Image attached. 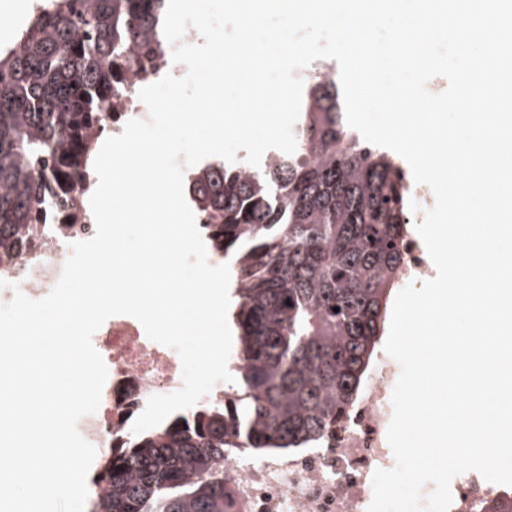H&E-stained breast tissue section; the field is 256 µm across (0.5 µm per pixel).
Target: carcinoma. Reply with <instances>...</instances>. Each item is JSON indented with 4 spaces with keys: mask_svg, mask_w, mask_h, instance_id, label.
Here are the masks:
<instances>
[{
    "mask_svg": "<svg viewBox=\"0 0 512 512\" xmlns=\"http://www.w3.org/2000/svg\"><path fill=\"white\" fill-rule=\"evenodd\" d=\"M166 0H43L0 48V256L30 244L48 196L95 154L127 70L163 52ZM294 154L222 163L188 186L232 257L237 384L224 402L132 435L95 478L90 512H226L224 458L324 438L363 387L410 233L394 157L350 127L336 78L307 87ZM339 311H333V308Z\"/></svg>",
    "mask_w": 512,
    "mask_h": 512,
    "instance_id": "cac0c4a2",
    "label": "carcinoma"
}]
</instances>
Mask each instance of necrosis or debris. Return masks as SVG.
Masks as SVG:
<instances>
[{"label": "necrosis or debris", "mask_w": 512, "mask_h": 512, "mask_svg": "<svg viewBox=\"0 0 512 512\" xmlns=\"http://www.w3.org/2000/svg\"><path fill=\"white\" fill-rule=\"evenodd\" d=\"M185 65L164 54L151 74L127 71L126 91L104 108L106 135L121 134L132 119L144 120L148 110L140 90L164 75L185 76ZM98 183L89 174L73 184V222L46 216L34 231L35 247L22 258L0 264V304L13 297L12 285L32 299L47 296L60 278L71 243L90 239L95 219L89 199ZM404 264L401 285L423 282L433 274L432 261L419 236L402 243ZM92 342L102 356L108 377L97 411L78 424L81 435L96 449V461L120 448L132 434V424L149 397L181 388L182 365L178 353L151 340L141 323L128 315L107 319ZM400 375L399 364L386 352H377L368 378L328 436L313 447L283 451L253 459L224 462V486L229 494L227 512H367L373 499L375 470L395 465L387 441L392 418L391 398ZM449 512H486L500 498L502 485L488 482L476 471L456 476L450 485Z\"/></svg>", "instance_id": "4bbe7bcc"}]
</instances>
